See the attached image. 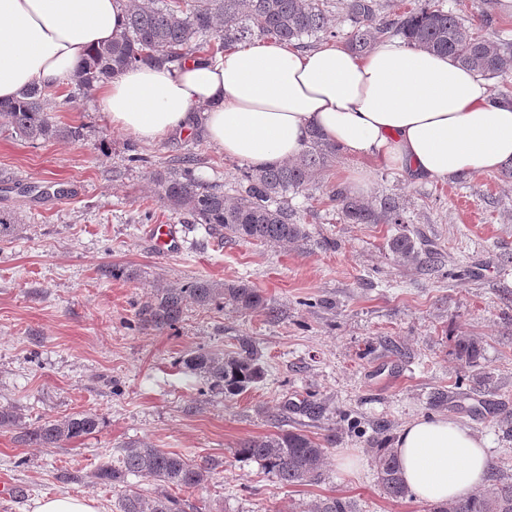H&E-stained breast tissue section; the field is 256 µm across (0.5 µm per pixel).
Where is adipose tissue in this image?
<instances>
[{
    "label": "adipose tissue",
    "instance_id": "1",
    "mask_svg": "<svg viewBox=\"0 0 512 512\" xmlns=\"http://www.w3.org/2000/svg\"><path fill=\"white\" fill-rule=\"evenodd\" d=\"M130 3L0 0V100L66 82L92 50L120 36ZM99 98L114 127L146 142L203 120L226 157L256 167L294 159L314 129L344 153L412 180L512 164V103L451 56L400 38L363 56L255 39L213 58L126 69ZM394 449L421 502H450L488 482L487 441L448 418L410 420Z\"/></svg>",
    "mask_w": 512,
    "mask_h": 512
}]
</instances>
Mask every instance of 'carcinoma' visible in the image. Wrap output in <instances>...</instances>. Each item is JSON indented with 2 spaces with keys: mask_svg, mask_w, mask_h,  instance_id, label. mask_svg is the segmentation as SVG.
I'll return each instance as SVG.
<instances>
[{
  "mask_svg": "<svg viewBox=\"0 0 512 512\" xmlns=\"http://www.w3.org/2000/svg\"><path fill=\"white\" fill-rule=\"evenodd\" d=\"M351 24L347 37L328 23L329 0H134L126 14L120 37L95 49L70 76L79 93L124 69L143 62L177 64L188 55L213 58L230 46L255 37H267L298 48L314 42L344 39L351 52L370 53L379 42L401 37L411 47L453 57L464 69L486 80L512 76V42H495L482 34L498 18L491 3L484 2L479 25L473 26L460 14L445 9L443 0H422V4L398 13H383L380 0H340ZM45 88L33 85L13 101L0 102V118L12 133L35 144L53 139L78 140L81 129L61 126L50 115ZM340 149L321 133L311 132L305 149L292 161L242 171L235 194L227 195L217 185L201 182L190 161L157 179L160 197L184 219L203 224L219 238L244 241L297 243L308 238L306 227L296 220L288 205V194L303 192L315 175L336 165ZM332 198L349 224H406L399 201L384 197L379 203L353 197L338 187ZM19 219L0 212V239L13 235ZM390 251L400 260L433 266L442 254L419 234L400 232L389 241ZM200 306L231 304L241 310L261 309L270 316L277 309L245 283L217 287L209 280L195 279L179 288H166L137 311L138 321L157 329L171 328L182 318L187 303ZM459 361L466 364L480 358V343L461 336L456 344ZM182 363L202 377L211 390L232 399L265 375L264 366L252 340H237L236 350L216 353L198 350L188 353ZM100 418L79 413L62 420L28 424L15 407L0 406V428L17 429L16 440L40 448H60L98 431ZM237 453L259 462L284 485L313 483L322 476L326 448L301 429H280L261 438L243 441ZM219 466L214 460H197L169 452L148 443L134 442L122 449L111 464L97 468L92 478L98 485L117 492L119 512H189L195 506L179 495L206 482ZM373 466L388 498L409 496L394 449H374ZM153 481L162 492L153 496L128 481V476ZM313 512H356L353 502L326 496ZM431 512H512V480L498 479L491 488L474 492L450 503L436 504Z\"/></svg>",
  "mask_w": 512,
  "mask_h": 512,
  "instance_id": "obj_1",
  "label": "carcinoma"
}]
</instances>
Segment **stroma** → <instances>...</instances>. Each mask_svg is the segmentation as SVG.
<instances>
[{
  "instance_id": "obj_1",
  "label": "stroma",
  "mask_w": 512,
  "mask_h": 512,
  "mask_svg": "<svg viewBox=\"0 0 512 512\" xmlns=\"http://www.w3.org/2000/svg\"><path fill=\"white\" fill-rule=\"evenodd\" d=\"M61 125L82 126L79 142L30 144L0 119V211L20 221L0 240V406L26 422L92 412L99 432L60 448H35L0 428V477L23 494L0 512H35L46 496L71 495L112 512L111 488L94 470L129 443L219 461L189 492L200 512H310L321 498H350L358 512H427L384 494L372 463L376 441L393 446L416 417L445 416L489 442L495 474L512 475V177L502 171L445 181H409L369 159L342 157L292 205L307 240L288 245L218 242L183 223L155 179L185 156L202 182L233 192L241 162L226 158L203 126L147 143L114 128L96 93L61 85L52 100ZM142 154L129 162L128 148ZM364 170L366 198L398 197L413 228L444 256L430 271L388 247L394 224H347L332 187ZM67 201H60V194ZM172 224L178 245L159 251L149 224ZM123 267L119 278L102 267ZM203 278L243 282L279 311L188 303L175 328L136 324L139 305L163 288ZM250 337L263 381L234 399L208 389L181 362L191 350H231ZM482 345L478 366L454 355L456 337ZM447 405H437L438 393ZM315 414H306V405ZM288 424L326 443L318 482L288 486L238 455L247 439ZM353 455L357 469L338 461Z\"/></svg>"
}]
</instances>
